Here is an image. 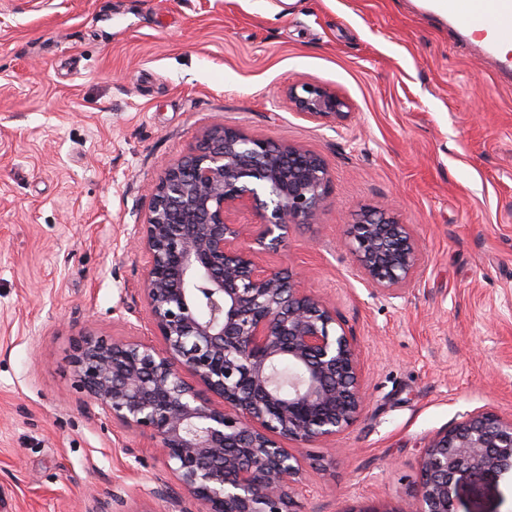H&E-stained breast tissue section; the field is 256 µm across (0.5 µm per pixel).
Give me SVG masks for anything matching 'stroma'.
<instances>
[{
    "instance_id": "obj_1",
    "label": "stroma",
    "mask_w": 512,
    "mask_h": 512,
    "mask_svg": "<svg viewBox=\"0 0 512 512\" xmlns=\"http://www.w3.org/2000/svg\"><path fill=\"white\" fill-rule=\"evenodd\" d=\"M336 91L341 123L288 87ZM214 125L321 156L320 220L288 262L363 351L368 402L301 446L302 512L416 502L428 439L512 415V83L421 0H0V512H191L144 438L76 389L85 334L151 335L147 256L129 239L165 167ZM392 204L424 252L401 297L339 244ZM458 512H512V475ZM286 96L292 108L314 120L339 123L350 115V112L344 111V108H348L346 101L326 87L312 84L293 86L288 89Z\"/></svg>"
}]
</instances>
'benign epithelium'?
Wrapping results in <instances>:
<instances>
[{
	"instance_id": "benign-epithelium-1",
	"label": "benign epithelium",
	"mask_w": 512,
	"mask_h": 512,
	"mask_svg": "<svg viewBox=\"0 0 512 512\" xmlns=\"http://www.w3.org/2000/svg\"><path fill=\"white\" fill-rule=\"evenodd\" d=\"M286 96L314 120L350 116L326 87ZM330 187L326 163L308 149L206 129L164 169L134 229L156 339L74 345L77 389L101 417L148 439L201 512H300L302 465L288 444L326 443L366 406L362 353L336 308L295 268L259 261L292 225L317 223ZM246 209L257 223L231 219ZM342 247L354 274L387 298L422 265L420 243L389 205L360 209ZM418 467L416 506L389 512H457L462 485L512 469V417L464 416L429 438Z\"/></svg>"
}]
</instances>
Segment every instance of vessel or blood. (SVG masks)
Returning a JSON list of instances; mask_svg holds the SVG:
<instances>
[{
	"instance_id": "b4317fda",
	"label": "vessel or blood",
	"mask_w": 512,
	"mask_h": 512,
	"mask_svg": "<svg viewBox=\"0 0 512 512\" xmlns=\"http://www.w3.org/2000/svg\"><path fill=\"white\" fill-rule=\"evenodd\" d=\"M434 8L452 32L471 41L476 52L494 56L500 44L512 41V0H472L468 13L456 0H436Z\"/></svg>"
}]
</instances>
